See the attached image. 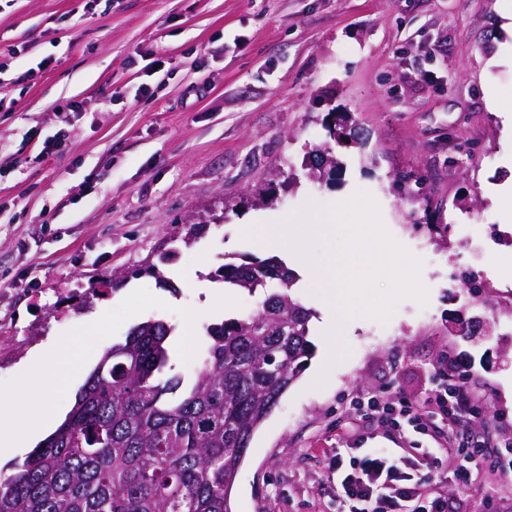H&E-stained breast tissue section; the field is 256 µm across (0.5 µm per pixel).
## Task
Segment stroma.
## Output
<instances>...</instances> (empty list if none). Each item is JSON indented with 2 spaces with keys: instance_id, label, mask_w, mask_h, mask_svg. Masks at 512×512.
Wrapping results in <instances>:
<instances>
[{
  "instance_id": "stroma-1",
  "label": "stroma",
  "mask_w": 512,
  "mask_h": 512,
  "mask_svg": "<svg viewBox=\"0 0 512 512\" xmlns=\"http://www.w3.org/2000/svg\"><path fill=\"white\" fill-rule=\"evenodd\" d=\"M0 0V395L21 396L18 364L40 349L101 334L90 355L134 325L164 319L173 371L189 375L199 325L240 315L258 297L218 283L182 284V271L262 257L245 226L285 218L313 201L370 194L391 237L421 262L426 303L401 300L387 321L362 318L351 349L325 381L320 328L299 379L255 432L231 491L232 512H336L329 462L337 448H381L409 457L432 449L436 475L461 512H512V471L492 469L463 487L462 455L427 436L401 439L354 404L373 395L434 411L441 357L472 378L485 417L465 437L491 455L512 442V307L499 305L505 273L491 255L512 181V129L487 109L512 98V40L497 0ZM39 68L35 82L19 74ZM351 113L365 149L340 146V173L310 180L304 156L326 140L323 120ZM56 152L42 157L48 142ZM426 174L423 194L400 191V174ZM265 190L272 204L255 202ZM207 221L192 246L188 221ZM485 227L483 246L451 232ZM173 253L163 271L177 294L134 269ZM129 276L123 291L113 274ZM476 276L462 288V273Z\"/></svg>"
}]
</instances>
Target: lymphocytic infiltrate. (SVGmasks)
<instances>
[{
    "instance_id": "lymphocytic-infiltrate-1",
    "label": "lymphocytic infiltrate",
    "mask_w": 512,
    "mask_h": 512,
    "mask_svg": "<svg viewBox=\"0 0 512 512\" xmlns=\"http://www.w3.org/2000/svg\"><path fill=\"white\" fill-rule=\"evenodd\" d=\"M437 382L435 402L444 430L441 445L465 455L467 465L457 471L455 480L466 484L472 471L483 469L488 457L482 445L460 444L455 425L460 418L481 419L483 404L468 388V374L454 360H443L433 371ZM367 417H378L396 431L405 427L420 434L429 433L432 423L417 412L410 400L387 402L370 398ZM435 459L422 449L417 462H397L385 451L336 454L330 466L336 498V512H453L441 490V482L432 473Z\"/></svg>"
}]
</instances>
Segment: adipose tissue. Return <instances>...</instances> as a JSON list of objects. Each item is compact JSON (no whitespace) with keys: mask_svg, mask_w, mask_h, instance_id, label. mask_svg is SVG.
I'll use <instances>...</instances> for the list:
<instances>
[{"mask_svg":"<svg viewBox=\"0 0 512 512\" xmlns=\"http://www.w3.org/2000/svg\"><path fill=\"white\" fill-rule=\"evenodd\" d=\"M44 363L42 352L35 350L20 364L26 400L13 408L6 425H0V461L10 458L15 449L39 440L54 422L46 412V402L59 383V371L44 370Z\"/></svg>","mask_w":512,"mask_h":512,"instance_id":"1","label":"adipose tissue"}]
</instances>
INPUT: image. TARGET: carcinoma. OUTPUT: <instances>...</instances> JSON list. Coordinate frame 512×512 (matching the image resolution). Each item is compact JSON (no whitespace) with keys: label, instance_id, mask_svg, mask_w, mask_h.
Wrapping results in <instances>:
<instances>
[{"label":"carcinoma","instance_id":"obj_1","mask_svg":"<svg viewBox=\"0 0 512 512\" xmlns=\"http://www.w3.org/2000/svg\"><path fill=\"white\" fill-rule=\"evenodd\" d=\"M324 128L338 144L359 142L345 112ZM308 177L342 169L332 147L311 149ZM427 178L406 172L398 189L422 193ZM159 264L135 269L173 288ZM211 278L253 295L259 307L203 327L206 346L189 377L172 368L162 319L133 326L107 349L65 421L15 472L0 473V512H231L230 494L255 431L314 353L311 309L296 298L299 277L275 257L243 255Z\"/></svg>","mask_w":512,"mask_h":512}]
</instances>
